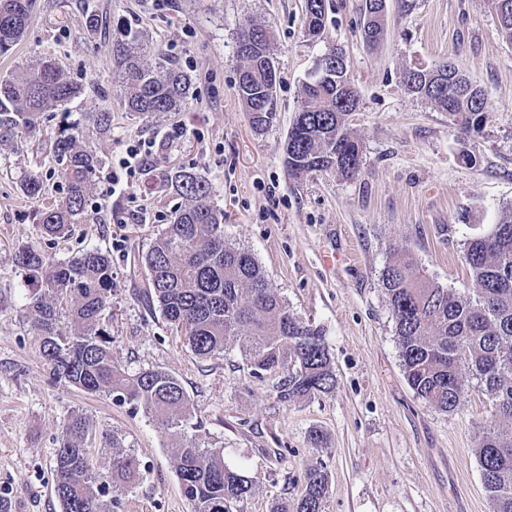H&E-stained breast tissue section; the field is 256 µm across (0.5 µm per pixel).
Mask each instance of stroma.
Listing matches in <instances>:
<instances>
[{
	"mask_svg": "<svg viewBox=\"0 0 512 512\" xmlns=\"http://www.w3.org/2000/svg\"><path fill=\"white\" fill-rule=\"evenodd\" d=\"M327 27L305 34L304 0H36L26 38L0 55V75L37 67L44 57L83 87L68 104L102 158L82 223L69 236L42 237L38 210L61 196L51 142L59 109L44 113L37 136L19 133L0 156V497L11 512H61L52 467L72 415L96 432L122 433L140 459L135 492L110 489L113 512H192L177 477V437L143 409L79 390L42 357L12 262L32 243L58 260L86 247L112 253V304L104 313L112 359L122 369H160L182 383L192 416L187 438L223 449L254 493L236 512H272L296 502L306 468L330 475L324 512H492L476 456L491 401L470 382L467 401L443 413L409 387L395 323L379 284L392 249L409 251L423 274L463 294L474 284L463 261L469 238L490 233L512 204V46L501 38L489 0H387L385 37L362 39L363 0H325ZM99 26L86 28V11ZM272 33L278 70L277 119L255 132L237 96L236 41L246 22ZM142 31L189 72L195 96L179 112L125 111L112 64L117 25ZM342 49L360 103L347 126L363 146L356 178L323 171L289 178L283 145L304 83L328 46ZM450 60L486 93L481 133L462 134L447 113L407 90L402 76ZM109 110L112 129L93 133L90 113ZM172 137L132 192L109 175L131 138ZM472 163H464L463 155ZM177 167L212 184L224 212V238L249 250L300 319L322 328L336 387L280 402L273 376L256 378L239 349L198 359L146 298L138 256L179 206L165 176ZM40 171V198L20 182ZM324 436L313 447L311 431Z\"/></svg>",
	"mask_w": 512,
	"mask_h": 512,
	"instance_id": "35a3bbf8",
	"label": "stroma"
}]
</instances>
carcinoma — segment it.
<instances>
[{
	"label": "carcinoma",
	"instance_id": "obj_1",
	"mask_svg": "<svg viewBox=\"0 0 512 512\" xmlns=\"http://www.w3.org/2000/svg\"><path fill=\"white\" fill-rule=\"evenodd\" d=\"M371 2L365 0L362 34L372 47L383 38L386 15L376 14ZM491 3L503 41L512 44V0ZM34 6L35 0H0L1 55L24 37ZM305 18L306 32L325 30V0H305ZM253 29L262 37L256 48L246 39ZM111 51L127 111L149 116L182 110L192 95L190 75L144 45L141 32L119 29ZM236 54L239 99L252 128L263 131L277 119L276 79L265 66L271 57L270 31L253 23L243 26ZM321 60L323 65L304 84L288 131L285 165L297 180L328 170L354 178L361 171L362 147L346 117L358 108L359 95L340 49L328 48ZM403 82L448 113L463 133L482 131L486 94L452 63L409 69ZM80 93L81 87L50 57L34 69L0 76V149L12 146L21 132L37 133L43 112L67 105ZM78 127L63 118L52 142L66 192L38 211L37 223L50 240L67 236L83 221L101 164L96 148L80 143ZM167 185L182 204L139 256L151 305L201 360L239 346L254 376H278L274 390L282 402L332 391L336 375L322 329L290 311L252 253L224 240V211L214 205L211 183L181 168L168 176ZM20 189L40 196L42 174L29 173ZM464 261L474 283L472 296L427 279L403 249L390 253L380 286L415 396L438 411L454 412L466 400L469 380L475 379L490 397L496 423L483 434L476 454L493 512H512V431L497 426L512 421V206L502 212L493 232L468 241ZM13 264L25 290L28 319L53 374L77 389L141 407L159 428L180 434L190 416L181 382L159 369L120 370L112 361V336L102 326L112 300V254L87 248L60 262L36 245L22 244L14 250ZM92 435L90 421L74 414L59 438L54 492L61 512H112L106 484L130 492L139 480L141 462L125 450L115 430L103 436L112 449L109 476L96 471L88 448ZM175 464L192 512H233L236 502L252 493L251 481L241 468L225 462L222 448L185 440L176 448ZM329 483L322 463L309 465L301 498L274 512H322Z\"/></svg>",
	"mask_w": 512,
	"mask_h": 512
}]
</instances>
